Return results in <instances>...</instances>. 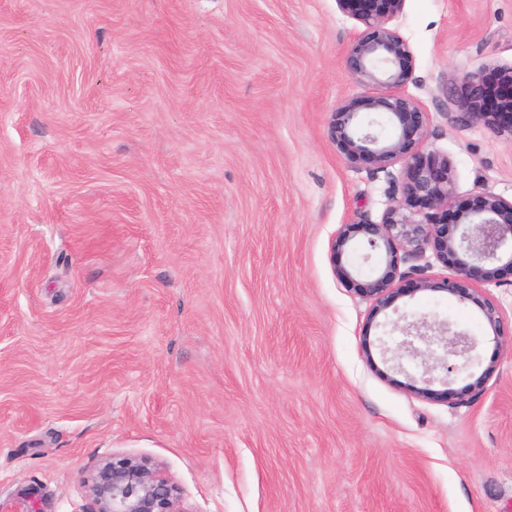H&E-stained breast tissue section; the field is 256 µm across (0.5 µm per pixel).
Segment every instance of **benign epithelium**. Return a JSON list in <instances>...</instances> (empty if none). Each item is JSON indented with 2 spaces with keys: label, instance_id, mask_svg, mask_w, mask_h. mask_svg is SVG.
Returning <instances> with one entry per match:
<instances>
[{
  "label": "benign epithelium",
  "instance_id": "7a95c632",
  "mask_svg": "<svg viewBox=\"0 0 512 512\" xmlns=\"http://www.w3.org/2000/svg\"><path fill=\"white\" fill-rule=\"evenodd\" d=\"M338 9L363 29L349 46L344 66L365 89L362 107L340 104L332 113L330 134L350 161L369 157L377 169L400 165L402 198L386 208L381 222L343 224L336 232L331 262L337 280L350 292L370 302V320L386 314L392 304L417 292H440L471 302L499 345L512 346V323L504 320L483 286L497 281L500 270L512 269V200L483 191L470 205L456 203L454 179L448 159L426 156L428 118L419 105L398 89L410 79L413 55L400 34L389 27L405 0H336ZM461 83L466 96L459 102L458 121L486 123L490 113L482 108L486 95L484 72H469ZM368 116L363 117L360 111ZM397 122L393 136L383 135L387 122ZM462 228L459 237L445 229V221ZM370 249L384 252L383 266L362 277L355 264L341 256L353 250L356 237ZM449 270L444 277L427 275L432 263ZM409 264L407 270L401 265ZM400 336H380L382 354H392L395 369L407 372L403 360H420V384L410 393L423 399L455 401L460 393L449 387L455 370L450 359L474 361L475 337L454 330L426 314L403 326ZM422 343L423 347L416 346ZM440 383L443 389L433 388ZM89 491L96 512H184L178 492L162 468L142 457L126 456L102 461L91 477Z\"/></svg>",
  "mask_w": 512,
  "mask_h": 512
}]
</instances>
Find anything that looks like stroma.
Masks as SVG:
<instances>
[{
  "instance_id": "obj_1",
  "label": "stroma",
  "mask_w": 512,
  "mask_h": 512,
  "mask_svg": "<svg viewBox=\"0 0 512 512\" xmlns=\"http://www.w3.org/2000/svg\"><path fill=\"white\" fill-rule=\"evenodd\" d=\"M388 25L456 202L511 200L512 136L446 115L512 67V0ZM360 29L336 0H0V512H95L123 456L184 512H512V347L472 303L400 299L389 323L479 342L462 400L417 398L333 273L340 225L400 194L330 137Z\"/></svg>"
}]
</instances>
